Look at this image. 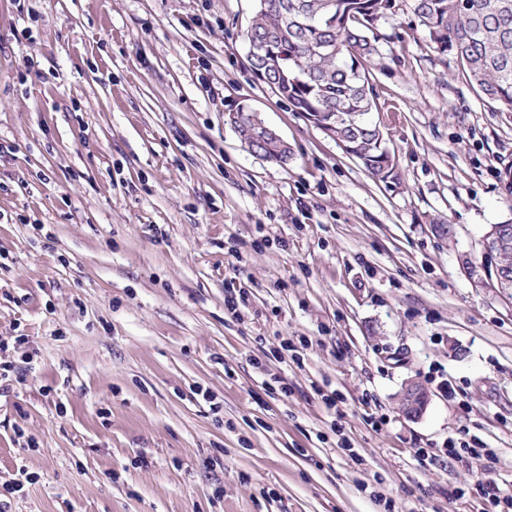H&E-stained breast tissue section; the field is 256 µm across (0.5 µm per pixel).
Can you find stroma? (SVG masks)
<instances>
[{
  "label": "stroma",
  "mask_w": 512,
  "mask_h": 512,
  "mask_svg": "<svg viewBox=\"0 0 512 512\" xmlns=\"http://www.w3.org/2000/svg\"><path fill=\"white\" fill-rule=\"evenodd\" d=\"M253 11L0 0V512H383L375 490L395 512H479L477 481L512 494V296L483 249L512 222V112L410 14L381 19L373 117L396 174L377 180L253 78ZM243 104L287 163L240 141ZM229 278L249 294L236 316ZM284 337L306 344L283 357ZM411 377L430 393L416 420L397 402ZM464 435L493 460L448 459ZM260 127L265 130L262 131L260 129H253L255 133V138H257L260 141V148L261 151L264 153V159L270 162H275L281 164V160L283 158H288L291 155V148L288 146V143L285 141V139L273 128H270L264 124V122L260 123ZM262 131V132H261ZM269 133V134H268ZM283 145L288 146L284 149H279V145L276 142L275 138Z\"/></svg>",
  "instance_id": "stroma-1"
}]
</instances>
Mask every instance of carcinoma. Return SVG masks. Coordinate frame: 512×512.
I'll return each instance as SVG.
<instances>
[{
  "instance_id": "cac0c4a2",
  "label": "carcinoma",
  "mask_w": 512,
  "mask_h": 512,
  "mask_svg": "<svg viewBox=\"0 0 512 512\" xmlns=\"http://www.w3.org/2000/svg\"><path fill=\"white\" fill-rule=\"evenodd\" d=\"M428 35L451 54L463 76L500 112H512V0H402ZM396 0H257L245 33L251 70L269 74L294 112L332 136L343 151L384 181L394 158L372 120L370 72L378 53L374 24L395 12ZM264 159L291 155L254 130Z\"/></svg>"
}]
</instances>
